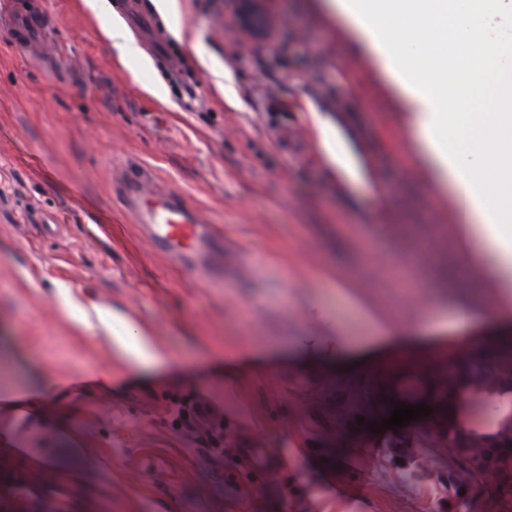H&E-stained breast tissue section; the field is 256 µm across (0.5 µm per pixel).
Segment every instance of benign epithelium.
<instances>
[{
    "mask_svg": "<svg viewBox=\"0 0 512 512\" xmlns=\"http://www.w3.org/2000/svg\"><path fill=\"white\" fill-rule=\"evenodd\" d=\"M236 20L250 41L275 34L262 0H236ZM387 403L398 405L429 399L434 404H459L469 399L484 407L491 422L488 430L476 427L477 417L435 415L416 429L393 436V448H413L418 434L429 435L451 456H457L495 481L504 465L512 467V356L498 350H480L470 357L448 361L446 374L429 377L426 385L409 395L395 386L387 388Z\"/></svg>",
    "mask_w": 512,
    "mask_h": 512,
    "instance_id": "7a95c632",
    "label": "benign epithelium"
}]
</instances>
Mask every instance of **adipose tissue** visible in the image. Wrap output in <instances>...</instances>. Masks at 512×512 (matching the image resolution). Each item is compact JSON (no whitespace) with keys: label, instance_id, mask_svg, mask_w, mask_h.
<instances>
[{"label":"adipose tissue","instance_id":"obj_1","mask_svg":"<svg viewBox=\"0 0 512 512\" xmlns=\"http://www.w3.org/2000/svg\"><path fill=\"white\" fill-rule=\"evenodd\" d=\"M361 35L363 48L399 90L423 143L436 190L453 200L451 233L463 254L482 246L487 282L501 315L512 313V113L499 108L512 87V0H329ZM326 162L348 188L370 173L351 148L337 149L329 120L311 112ZM34 390L0 393V452L16 442L15 413L38 414Z\"/></svg>","mask_w":512,"mask_h":512}]
</instances>
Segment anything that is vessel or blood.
<instances>
[{
  "mask_svg": "<svg viewBox=\"0 0 512 512\" xmlns=\"http://www.w3.org/2000/svg\"><path fill=\"white\" fill-rule=\"evenodd\" d=\"M123 17L132 26L150 29L151 13L139 0H123ZM42 21L32 11L18 9L11 18L17 41L33 45ZM123 204L152 242L173 261L191 271H207L224 262V243L198 211L176 191L159 185L146 169L127 168L118 178Z\"/></svg>",
  "mask_w": 512,
  "mask_h": 512,
  "instance_id": "1",
  "label": "vessel or blood"
}]
</instances>
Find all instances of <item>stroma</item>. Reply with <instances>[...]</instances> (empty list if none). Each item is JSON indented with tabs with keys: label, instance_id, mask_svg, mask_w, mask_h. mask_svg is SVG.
<instances>
[{
	"label": "stroma",
	"instance_id": "stroma-1",
	"mask_svg": "<svg viewBox=\"0 0 512 512\" xmlns=\"http://www.w3.org/2000/svg\"><path fill=\"white\" fill-rule=\"evenodd\" d=\"M44 51L0 29V388L43 389L51 425L22 417L0 456L5 512H512V474L490 483L446 449L388 448L380 383L409 387L456 302L483 303L486 264L462 257L446 194L389 79L322 0H266L276 35L250 41L233 0H179L125 59L123 23L83 0H31ZM354 144L383 187L343 194L311 111ZM147 166L224 239V277L173 265L111 188ZM83 191L71 193L73 182ZM351 282L405 335L373 340L329 280ZM148 329L146 365L82 310ZM335 324L365 342L354 368L303 346ZM223 427L209 442L191 410ZM65 439L73 456L36 470ZM279 461L255 470L248 455ZM78 470L77 479L63 472ZM102 33L112 42V46L119 52L121 57H136L138 55L137 45L130 39L122 25L112 23L105 27Z\"/></svg>",
	"mask_w": 512,
	"mask_h": 512
}]
</instances>
